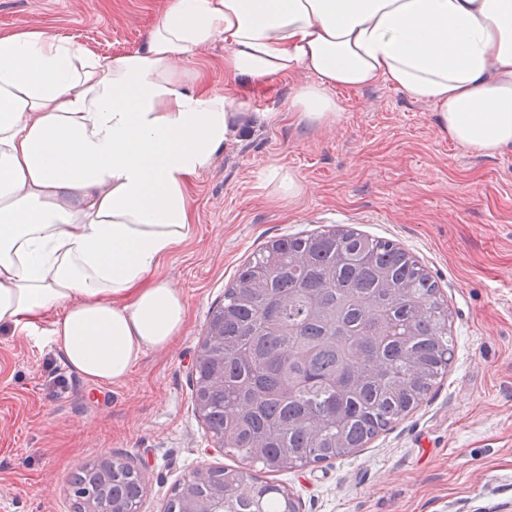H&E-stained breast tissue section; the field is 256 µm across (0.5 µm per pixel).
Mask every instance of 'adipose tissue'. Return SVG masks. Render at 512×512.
<instances>
[{
    "instance_id": "adipose-tissue-1",
    "label": "adipose tissue",
    "mask_w": 512,
    "mask_h": 512,
    "mask_svg": "<svg viewBox=\"0 0 512 512\" xmlns=\"http://www.w3.org/2000/svg\"><path fill=\"white\" fill-rule=\"evenodd\" d=\"M218 38L229 81L308 75L299 122H334L335 91L387 80L459 148L512 147V0H171L113 57L39 30L0 38V331L50 320L87 383L125 381L186 327L155 271L191 237L188 186L237 119L192 64Z\"/></svg>"
}]
</instances>
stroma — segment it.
Listing matches in <instances>:
<instances>
[{
	"label": "stroma",
	"mask_w": 512,
	"mask_h": 512,
	"mask_svg": "<svg viewBox=\"0 0 512 512\" xmlns=\"http://www.w3.org/2000/svg\"><path fill=\"white\" fill-rule=\"evenodd\" d=\"M170 0H0V38L38 29L85 53L140 48ZM223 41L196 67L233 91L241 122L189 187L194 233L158 269L189 320L118 385L69 373L49 321L0 332V497L11 512H74L70 481L101 460L145 467L139 512H163L199 469L255 467L214 450L195 408L194 361L210 311L260 245L322 226L399 244L448 302L454 359L424 402L363 451L271 475L299 512H512V149L458 148L433 105L390 82L337 95L335 123L298 122L302 74L224 80ZM302 186L277 200L273 173Z\"/></svg>",
	"instance_id": "obj_1"
}]
</instances>
